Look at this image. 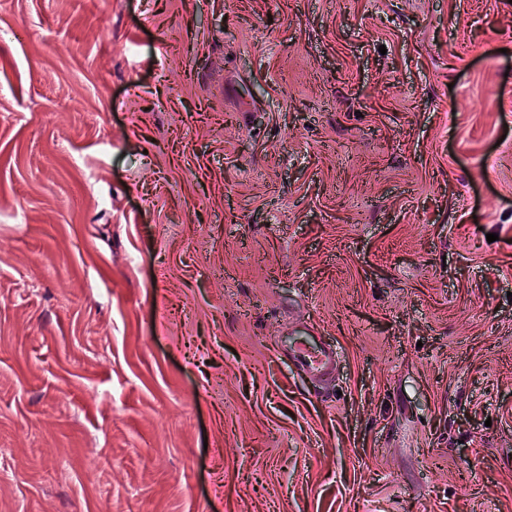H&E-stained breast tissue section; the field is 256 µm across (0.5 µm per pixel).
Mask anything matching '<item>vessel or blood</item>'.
Wrapping results in <instances>:
<instances>
[{"label":"vessel or blood","instance_id":"vessel-or-blood-1","mask_svg":"<svg viewBox=\"0 0 512 512\" xmlns=\"http://www.w3.org/2000/svg\"><path fill=\"white\" fill-rule=\"evenodd\" d=\"M288 334V354L300 373L309 379L336 374L340 363L338 354L313 327L299 323L290 327Z\"/></svg>","mask_w":512,"mask_h":512}]
</instances>
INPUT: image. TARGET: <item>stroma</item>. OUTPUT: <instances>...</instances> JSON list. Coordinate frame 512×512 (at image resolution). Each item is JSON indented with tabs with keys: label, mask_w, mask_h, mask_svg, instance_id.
<instances>
[{
	"label": "stroma",
	"mask_w": 512,
	"mask_h": 512,
	"mask_svg": "<svg viewBox=\"0 0 512 512\" xmlns=\"http://www.w3.org/2000/svg\"><path fill=\"white\" fill-rule=\"evenodd\" d=\"M0 512H512V0H0ZM288 355L296 369L308 379L335 375L340 363L333 345L323 341L313 326L298 323L288 328Z\"/></svg>",
	"instance_id": "1"
}]
</instances>
